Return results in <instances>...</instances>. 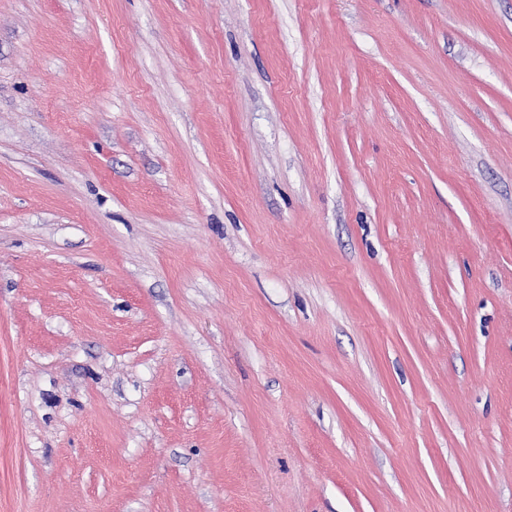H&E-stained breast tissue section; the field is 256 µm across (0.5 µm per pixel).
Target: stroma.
Segmentation results:
<instances>
[{
  "instance_id": "35a3bbf8",
  "label": "stroma",
  "mask_w": 512,
  "mask_h": 512,
  "mask_svg": "<svg viewBox=\"0 0 512 512\" xmlns=\"http://www.w3.org/2000/svg\"><path fill=\"white\" fill-rule=\"evenodd\" d=\"M0 512H512V0H0Z\"/></svg>"
}]
</instances>
